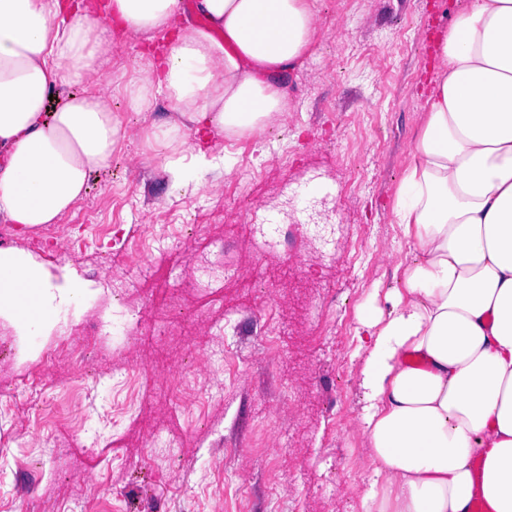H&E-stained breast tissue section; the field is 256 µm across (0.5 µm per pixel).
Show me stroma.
Instances as JSON below:
<instances>
[{
  "label": "stroma",
  "instance_id": "stroma-1",
  "mask_svg": "<svg viewBox=\"0 0 512 512\" xmlns=\"http://www.w3.org/2000/svg\"><path fill=\"white\" fill-rule=\"evenodd\" d=\"M468 2L316 0L313 52L282 79L293 115L274 121L277 141L210 135L212 155L256 173L244 209L223 169L169 182L162 149L141 139L167 118L166 100L136 112L115 98L112 162L55 226L79 253L60 255L40 227L0 239L92 290L22 357L10 351L12 318L0 314V512H362L370 470L355 331L372 290L392 288L410 252L393 207L436 57L422 22L445 30ZM146 49L113 29V76L137 77ZM292 183L323 198L336 226L329 255L296 234H281L272 251L250 234L255 207L288 227ZM166 222L199 224L205 235L146 253L153 276L127 289V306L149 319L167 297L201 324L190 336L170 326L158 344L139 330L120 344L90 337L113 317V275ZM187 370L205 404L199 420L163 393L166 375Z\"/></svg>",
  "mask_w": 512,
  "mask_h": 512
}]
</instances>
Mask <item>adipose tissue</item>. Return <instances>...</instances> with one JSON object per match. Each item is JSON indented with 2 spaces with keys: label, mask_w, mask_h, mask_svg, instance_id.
<instances>
[{
  "label": "adipose tissue",
  "mask_w": 512,
  "mask_h": 512,
  "mask_svg": "<svg viewBox=\"0 0 512 512\" xmlns=\"http://www.w3.org/2000/svg\"><path fill=\"white\" fill-rule=\"evenodd\" d=\"M0 0V223L53 224L107 168L115 95L138 112L164 97L151 137L183 185L223 164L209 133L243 137L285 108L280 77L312 49L314 0ZM177 36L120 92H70L112 61L110 23ZM67 89L55 110L50 94ZM393 213L410 257L386 308L356 330L369 448L363 512H512V0H470L448 27ZM91 296L74 276L0 247V309L29 344Z\"/></svg>",
  "instance_id": "adipose-tissue-1"
}]
</instances>
